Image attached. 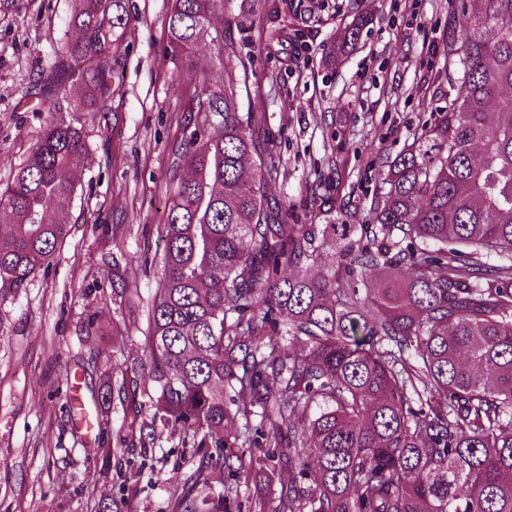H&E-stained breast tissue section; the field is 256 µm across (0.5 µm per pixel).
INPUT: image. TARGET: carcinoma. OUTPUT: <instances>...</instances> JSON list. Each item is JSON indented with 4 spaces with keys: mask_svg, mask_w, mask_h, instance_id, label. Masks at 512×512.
Listing matches in <instances>:
<instances>
[{
    "mask_svg": "<svg viewBox=\"0 0 512 512\" xmlns=\"http://www.w3.org/2000/svg\"><path fill=\"white\" fill-rule=\"evenodd\" d=\"M217 0H172L170 60L199 66L204 114L179 159L148 311L151 383L141 447L165 432L199 456L174 512H224L211 484L256 448L263 470L304 474L275 512H512V0H461L448 38L446 106L388 161L369 207L324 196L308 224L268 206L275 182L238 112L245 79L224 63ZM77 37L31 96L51 120L0 192V292L24 286L69 235L86 150L84 112L112 98L123 0H72ZM355 12L336 64L369 25ZM332 251L333 260L310 270ZM293 268L295 273L285 274ZM281 336L283 342H265ZM234 415L244 430L224 431Z\"/></svg>",
    "mask_w": 512,
    "mask_h": 512,
    "instance_id": "1",
    "label": "carcinoma"
}]
</instances>
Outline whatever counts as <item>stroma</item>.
Returning a JSON list of instances; mask_svg holds the SVG:
<instances>
[{"label":"stroma","mask_w":512,"mask_h":512,"mask_svg":"<svg viewBox=\"0 0 512 512\" xmlns=\"http://www.w3.org/2000/svg\"><path fill=\"white\" fill-rule=\"evenodd\" d=\"M128 26L106 111L88 115L73 223L48 268L0 294V512H170L194 449L163 434L139 448L130 401L112 399L93 430L80 424L105 385L146 375L147 309L161 277L160 226L175 151L201 124L186 111L201 89L169 61L171 0H124ZM372 14L356 49L328 61L354 9ZM70 0H0V191L48 122L27 94L75 30ZM459 0H219L224 54L246 77L239 109L272 139L270 208L300 224L318 197L368 207L385 162L443 106L449 39H462ZM78 388L83 409L72 408ZM293 475L224 473L239 488L227 512L277 505Z\"/></svg>","instance_id":"stroma-1"}]
</instances>
